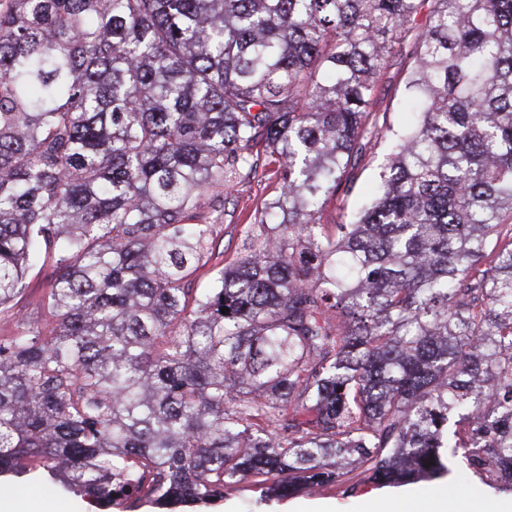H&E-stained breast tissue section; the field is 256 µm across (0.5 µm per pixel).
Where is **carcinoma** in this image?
<instances>
[{"instance_id":"carcinoma-1","label":"carcinoma","mask_w":512,"mask_h":512,"mask_svg":"<svg viewBox=\"0 0 512 512\" xmlns=\"http://www.w3.org/2000/svg\"><path fill=\"white\" fill-rule=\"evenodd\" d=\"M418 2L0 0V309L44 251L55 317L0 336V476L162 512L336 485L345 457L512 492V0H434L417 127L358 220L314 232ZM266 176L197 292L221 195Z\"/></svg>"}]
</instances>
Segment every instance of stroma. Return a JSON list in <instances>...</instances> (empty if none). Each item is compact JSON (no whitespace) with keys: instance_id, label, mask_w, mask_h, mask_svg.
<instances>
[{"instance_id":"35a3bbf8","label":"stroma","mask_w":512,"mask_h":512,"mask_svg":"<svg viewBox=\"0 0 512 512\" xmlns=\"http://www.w3.org/2000/svg\"><path fill=\"white\" fill-rule=\"evenodd\" d=\"M432 0H421L404 34L403 40L388 55L386 67L374 94L372 119L377 128H401L411 125L415 116L404 108L405 85L413 67L412 51L419 33L430 23ZM386 144H379L365 152L348 170L349 192L329 197L320 213L325 229L337 224H350L357 220L362 208L370 201L372 187L376 183ZM279 192L275 179L246 180L229 191L224 207V221L214 236L211 266L200 269L193 282L194 287H208L212 276L211 267L216 263H229L239 256L242 240L249 225L258 223L265 202ZM53 264L37 261L29 268L24 289L8 309L0 312V336L12 333L18 320L52 323L53 318L44 304L50 288ZM344 486H352V494H345L344 486H327L309 494H275L268 492L266 484L251 480L225 486L224 496L207 506H184L178 512H292L294 507L318 503L328 512H357L367 499L388 500L404 506L412 497L433 494L443 495L449 505L464 503L475 506L479 501L491 498L508 501L512 494L485 485L473 475L454 477L432 483L395 484L381 486L370 482L356 471L344 478ZM23 500L38 495L60 505L70 506L73 512H99L98 508L78 494L50 487L47 482L28 476L0 478V496Z\"/></svg>"}]
</instances>
